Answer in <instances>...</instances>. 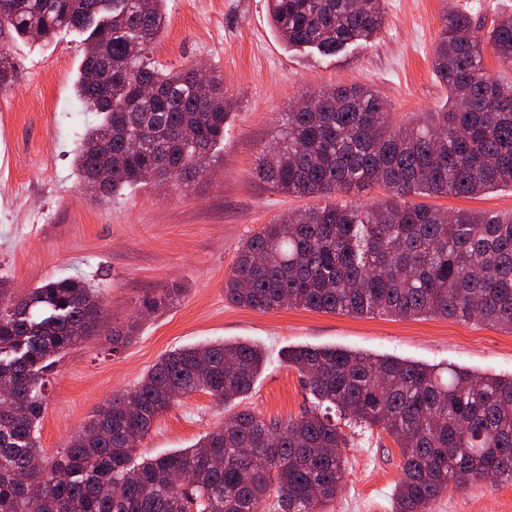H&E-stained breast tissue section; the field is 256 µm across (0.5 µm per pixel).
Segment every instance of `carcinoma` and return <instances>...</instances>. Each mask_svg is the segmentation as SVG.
Segmentation results:
<instances>
[{
    "mask_svg": "<svg viewBox=\"0 0 512 512\" xmlns=\"http://www.w3.org/2000/svg\"><path fill=\"white\" fill-rule=\"evenodd\" d=\"M166 0H0V37L84 35L76 92L100 120L73 164L97 201L126 189L185 185L215 162L236 103L224 80L194 65L161 69L153 45ZM280 39L334 54L384 24V0H269ZM512 67V16L487 35L450 8L433 49L446 108L397 119L375 90L354 85L304 94L283 113L278 141L256 177L299 196L386 198L328 204L263 227L246 240L224 282L230 302L353 316L439 315L512 331V213L449 214L411 196H474L512 187V83L489 77L485 46ZM19 64L0 48V94ZM180 288L145 297L159 312ZM105 309L79 277L22 295L0 279V512H327L345 473L344 427H378L398 445L394 512H429L448 487L512 481V375L336 347L288 351L313 405L296 418L250 410L224 417L191 447L136 457L157 418L196 391L224 407L248 394L266 362L243 342L164 354L133 389L112 395L49 459L37 440L55 359L100 332ZM138 316L111 331L130 343Z\"/></svg>",
    "mask_w": 512,
    "mask_h": 512,
    "instance_id": "carcinoma-1",
    "label": "carcinoma"
}]
</instances>
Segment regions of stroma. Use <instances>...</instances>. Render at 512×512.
<instances>
[{"instance_id": "stroma-1", "label": "stroma", "mask_w": 512, "mask_h": 512, "mask_svg": "<svg viewBox=\"0 0 512 512\" xmlns=\"http://www.w3.org/2000/svg\"><path fill=\"white\" fill-rule=\"evenodd\" d=\"M489 29L512 14V0H386L385 24L370 42L333 55L288 47L270 21L267 0H167V29L154 45L163 68L191 63L219 71L237 102L217 162L187 186L150 185L104 202L85 195L73 151L94 121L73 91L83 37L65 31L50 42H11L20 64L0 96V277L15 293L79 276L102 297L109 326L125 325L140 300L176 287L178 302L144 319L133 341L112 351L90 336L48 374L38 427L47 456L58 455L113 394L134 388L164 353L207 341L263 348L267 365L242 408L268 418L300 416L311 397L284 355L300 346L393 356L480 375L512 374V332L478 320L430 315L352 317L296 307L258 312L230 304L224 280L251 235L281 216L315 205L260 182L255 167L283 112L306 91L364 85L405 116L436 112L448 93L433 73L432 50L450 6ZM428 205L512 213V188L472 197L436 196ZM223 412L198 391L163 413L140 444L152 457L193 445ZM343 485L328 512H392L401 454L385 432L348 430ZM430 512H512V482L452 488Z\"/></svg>"}]
</instances>
